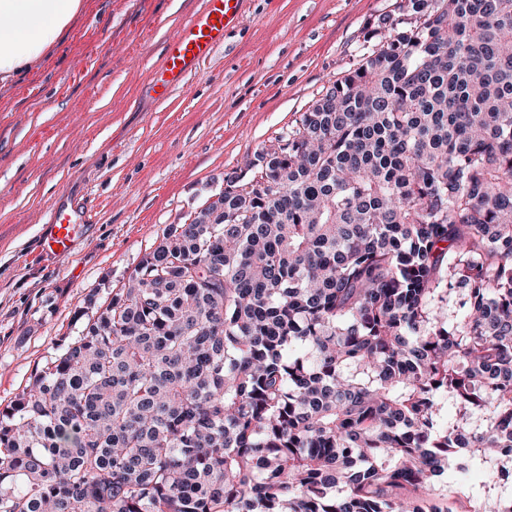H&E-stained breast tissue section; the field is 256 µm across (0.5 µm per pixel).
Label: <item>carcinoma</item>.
Wrapping results in <instances>:
<instances>
[{"label": "carcinoma", "instance_id": "carcinoma-1", "mask_svg": "<svg viewBox=\"0 0 512 512\" xmlns=\"http://www.w3.org/2000/svg\"><path fill=\"white\" fill-rule=\"evenodd\" d=\"M248 172L0 410V512H450L431 491L475 464L512 487V0H397Z\"/></svg>", "mask_w": 512, "mask_h": 512}]
</instances>
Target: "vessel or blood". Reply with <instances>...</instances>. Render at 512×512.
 <instances>
[{
	"label": "vessel or blood",
	"instance_id": "obj_1",
	"mask_svg": "<svg viewBox=\"0 0 512 512\" xmlns=\"http://www.w3.org/2000/svg\"><path fill=\"white\" fill-rule=\"evenodd\" d=\"M243 0H204L202 8L190 14L162 49L160 66L148 88L155 99L167 98L223 44L224 34L241 17ZM87 222L82 207L55 203L50 222L41 234V253L64 257L71 253L76 238Z\"/></svg>",
	"mask_w": 512,
	"mask_h": 512
}]
</instances>
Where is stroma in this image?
Here are the masks:
<instances>
[{
  "instance_id": "35a3bbf8",
  "label": "stroma",
  "mask_w": 512,
  "mask_h": 512,
  "mask_svg": "<svg viewBox=\"0 0 512 512\" xmlns=\"http://www.w3.org/2000/svg\"><path fill=\"white\" fill-rule=\"evenodd\" d=\"M203 0H85L64 40L0 86V406L76 336L167 225L223 191L261 147L347 70L394 0H244L241 21L167 100L146 84ZM89 214L73 251L38 252L51 207ZM81 269L73 277V269ZM485 468L432 495L469 512Z\"/></svg>"
}]
</instances>
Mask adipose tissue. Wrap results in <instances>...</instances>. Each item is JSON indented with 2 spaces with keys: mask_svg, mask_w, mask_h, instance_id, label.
Returning <instances> with one entry per match:
<instances>
[{
  "mask_svg": "<svg viewBox=\"0 0 512 512\" xmlns=\"http://www.w3.org/2000/svg\"><path fill=\"white\" fill-rule=\"evenodd\" d=\"M83 9V0H0V82L39 66Z\"/></svg>",
  "mask_w": 512,
  "mask_h": 512,
  "instance_id": "obj_1",
  "label": "adipose tissue"
}]
</instances>
